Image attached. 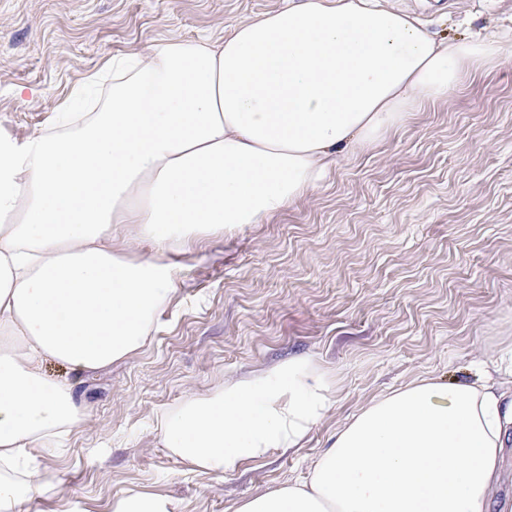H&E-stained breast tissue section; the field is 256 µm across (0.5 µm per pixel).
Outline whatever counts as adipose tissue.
<instances>
[{
  "mask_svg": "<svg viewBox=\"0 0 512 512\" xmlns=\"http://www.w3.org/2000/svg\"><path fill=\"white\" fill-rule=\"evenodd\" d=\"M499 39H438L379 0H289L224 40H168L113 57L112 96L72 120L93 74L46 130L0 138V512L54 493L28 459L86 414L56 361L95 372L150 338L170 301L173 252L261 223L415 105L497 61ZM145 240L130 258L117 243ZM331 402L295 358L204 397L162 425L191 470L222 475L301 447ZM512 439V392L424 379L372 400L310 466L236 512H490Z\"/></svg>",
  "mask_w": 512,
  "mask_h": 512,
  "instance_id": "1",
  "label": "adipose tissue"
}]
</instances>
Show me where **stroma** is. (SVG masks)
Returning a JSON list of instances; mask_svg holds the SVG:
<instances>
[{"label":"stroma","instance_id":"1","mask_svg":"<svg viewBox=\"0 0 512 512\" xmlns=\"http://www.w3.org/2000/svg\"><path fill=\"white\" fill-rule=\"evenodd\" d=\"M393 2L440 38L498 33L504 54L279 213L173 254L174 297L139 352L91 374L48 362L88 411L38 457L57 493L28 512H112L133 488L179 512H235L303 480L373 398L474 380L472 362L512 347V0ZM283 3L0 0V137L45 129L112 57L220 40ZM298 357L332 383L304 447L221 476L187 472L164 447L160 425L185 398Z\"/></svg>","mask_w":512,"mask_h":512}]
</instances>
